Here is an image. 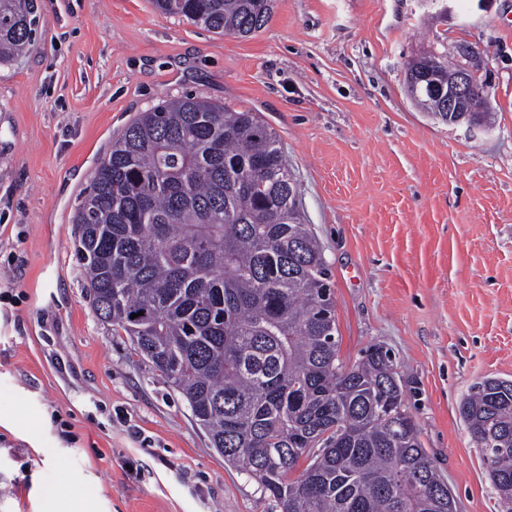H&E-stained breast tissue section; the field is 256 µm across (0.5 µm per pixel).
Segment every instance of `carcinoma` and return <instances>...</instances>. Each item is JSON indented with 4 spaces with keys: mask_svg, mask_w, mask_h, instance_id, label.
<instances>
[{
    "mask_svg": "<svg viewBox=\"0 0 512 512\" xmlns=\"http://www.w3.org/2000/svg\"><path fill=\"white\" fill-rule=\"evenodd\" d=\"M219 35L248 37L275 0H153ZM34 0H0V60L31 40ZM408 60L407 93L432 119L448 75L480 53ZM276 133L195 96L143 112L112 143L75 214L97 317L188 402L210 444L275 512H457L405 411L381 345L339 360L330 272L305 224ZM137 314L131 318V314ZM459 413L512 512V380L475 383ZM341 420L336 430L332 425ZM310 463L300 472V460Z\"/></svg>",
    "mask_w": 512,
    "mask_h": 512,
    "instance_id": "cac0c4a2",
    "label": "carcinoma"
}]
</instances>
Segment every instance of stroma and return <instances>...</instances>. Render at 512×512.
I'll use <instances>...</instances> for the list:
<instances>
[{
	"label": "stroma",
	"instance_id": "35a3bbf8",
	"mask_svg": "<svg viewBox=\"0 0 512 512\" xmlns=\"http://www.w3.org/2000/svg\"><path fill=\"white\" fill-rule=\"evenodd\" d=\"M0 61V512L59 477L86 512H271L183 396L94 313L75 210L130 122L187 94L276 133L331 270L340 358L389 349L458 512H502L459 414L512 380V0H276L249 37L151 0H35ZM483 52L486 130L434 122L405 62Z\"/></svg>",
	"mask_w": 512,
	"mask_h": 512
}]
</instances>
